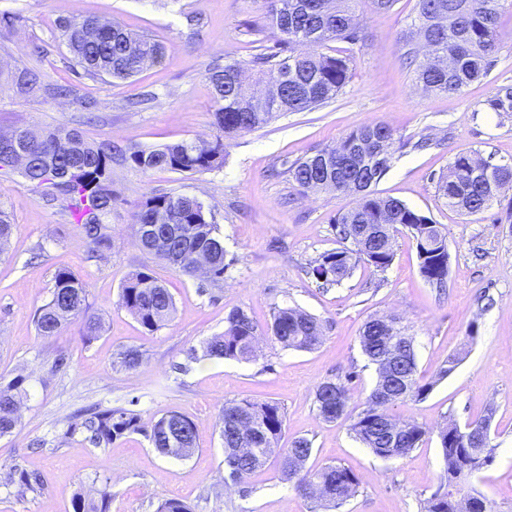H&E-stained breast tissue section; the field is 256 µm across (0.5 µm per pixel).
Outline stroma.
Returning <instances> with one entry per match:
<instances>
[{
  "instance_id": "stroma-1",
  "label": "stroma",
  "mask_w": 512,
  "mask_h": 512,
  "mask_svg": "<svg viewBox=\"0 0 512 512\" xmlns=\"http://www.w3.org/2000/svg\"><path fill=\"white\" fill-rule=\"evenodd\" d=\"M357 12L359 40L322 48L350 59L346 86L322 105L282 113L228 141L223 169L144 173L113 164L112 248L102 257H90L84 233L59 202L18 173L0 174V207L14 224L0 255V385L21 375L28 391L17 427L0 437V477L18 464L45 481L41 492L23 497L0 485V512H72L75 487L105 479L112 491L109 512H156L167 498L193 512H314V500L284 480L274 456L242 482L225 483L219 414L225 402L243 398L281 407L279 445L310 440L308 467L333 464L356 475V492L339 512H420L446 479L440 430L450 420L463 425L491 417L494 459L472 484L494 512H512V191L477 216L448 207L437 191L458 153L512 163V119L484 109L499 86L512 84V0L501 9L495 66L454 94L423 91L415 71L424 56L406 60L408 49L420 44L417 0H395L387 10L358 0ZM74 15L112 20L157 39L164 46L161 63L122 82L76 74L58 27ZM268 44L265 0H0V130L66 126L88 141L124 148L207 140L214 131L207 66L238 60L247 81H255L252 61ZM23 67L43 71L49 84L69 87L70 95L17 94L12 75ZM375 122L390 125L401 140L433 141L424 150L394 149L390 170L371 190L440 225L451 256L446 288L421 276L415 244L404 233L385 270L361 264L342 285L328 287L308 273L310 262L339 248L331 220L357 198L329 191L300 195L288 169ZM152 192L195 195L211 207L229 264L223 282L183 275L140 248L133 215ZM145 266L176 307L173 319L154 332L118 305L122 284ZM60 268L86 284L93 311L104 319V331L91 344L82 342L77 320L53 336L36 331L35 315L49 301ZM283 307L322 322L324 337L315 349H286L267 337L274 311ZM238 308L264 334L256 358H189L190 350L223 332L225 317ZM390 315L406 326L418 373L434 387L424 400L392 406V414L423 425L426 434L406 456L385 460L355 441L350 427L376 378L360 331L370 317ZM128 347L142 354L129 370L117 362ZM457 352L456 370L436 380ZM59 354L68 363L55 371ZM328 379L348 388L347 413L330 424L314 405L316 386ZM131 401L146 427L169 411L188 416L196 427L195 453L185 460L161 455L141 433L100 448L66 437L74 410Z\"/></svg>"
}]
</instances>
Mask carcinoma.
<instances>
[{
    "mask_svg": "<svg viewBox=\"0 0 512 512\" xmlns=\"http://www.w3.org/2000/svg\"><path fill=\"white\" fill-rule=\"evenodd\" d=\"M502 0H418V35L429 52L444 59L442 68L420 66L417 82L427 92L450 94L486 76L494 65L502 33L499 25ZM355 0H267V19L274 46L282 49L297 44L312 48L308 53L278 52L257 56L253 63L263 78L252 89L244 88L239 61L216 63L205 77L213 90V140L180 141L154 149L131 148L123 152L110 142L85 140L75 129L48 127L35 132L16 127L0 132L23 147L20 174L35 187L48 189L60 206L78 216L90 249L102 254L112 247L106 232V218L112 213L116 197L112 193V162L119 155L130 166L142 171L168 170L178 173H203L224 166L225 141L261 128L282 112H299L335 96L348 83L350 60L342 56L319 54L315 48L331 41H356L360 23ZM72 61L84 74L126 80L147 65L163 58V45L147 35L131 32L118 23L89 16H72L59 21ZM18 94L35 95L47 91L41 74L23 68L14 79ZM486 108L498 116L512 115V86H501L486 100ZM395 142L393 130L382 122L359 126L336 145L325 147L289 168L297 191L306 195L332 190L351 194L360 185L356 205L334 218V230L343 247L325 252L315 259L309 273L323 286L340 285L353 269L364 263L384 270L394 256L395 234L405 231L416 243L419 271L425 280L443 287L450 270V254L441 227L419 211L394 198H383L370 191L389 170ZM83 164L78 177L64 179L76 163ZM478 159L458 154L440 177L438 192L448 206L467 216L483 213L503 193L512 190V164H494L491 174H474ZM157 224L161 234L135 233L142 249L157 256L172 269L195 277L200 274L199 256L210 264L209 280H224V239L214 216L195 196L151 193L144 196L134 213V225ZM369 224L379 236H359L361 225ZM13 231L10 215L0 209V254L7 249ZM119 306L145 329L154 332L166 325L175 313L172 295L153 271L144 266L122 285ZM83 321L82 340L89 343L103 328L102 319L91 312L86 285L67 269L54 275L51 299L39 310L36 329L40 336H53L71 318ZM271 339L285 348L312 350L323 339L320 320L293 308H279L269 327ZM258 326L242 309L225 318L224 332L210 337L203 345L211 359L248 361L256 357ZM361 349L376 367V383L368 405L351 425L356 441L380 458L408 454L418 447L425 429L414 421L392 415L390 405L380 400L389 389L393 402L420 401L432 390L435 381L426 382L418 374L412 337L396 316L367 320L359 336ZM26 393L25 378L17 377L0 386V436L13 431L18 423L19 398ZM318 416L333 423L347 412L348 389L334 380L318 384L314 391ZM493 413L480 421L460 427L453 421L439 432L445 473L458 469L454 439L462 429H476L491 422ZM224 441V480L238 483L265 465L279 451L280 468L287 481L314 499L325 510L338 509L355 493L358 480L348 469L326 465L305 469L312 454V443L305 438L288 448H277L284 427L281 407L271 402L248 399L224 404L220 418ZM143 432L160 454L187 459L196 450L193 421L177 411L163 414L150 428L141 423L140 414L128 407L92 409L68 425L67 436L80 434L95 447H106L131 433ZM5 485L17 494L38 493L41 476L18 465L11 467ZM98 498L81 491L73 494V512H108L112 497L110 481L101 483ZM421 512H461L448 509V493L431 494Z\"/></svg>",
    "mask_w": 512,
    "mask_h": 512,
    "instance_id": "cac0c4a2",
    "label": "carcinoma"
}]
</instances>
